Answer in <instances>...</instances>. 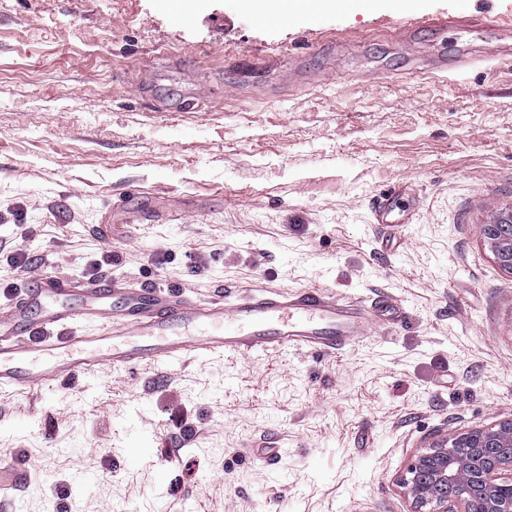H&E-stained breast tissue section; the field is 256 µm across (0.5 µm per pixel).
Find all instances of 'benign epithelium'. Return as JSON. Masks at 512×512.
<instances>
[{
  "label": "benign epithelium",
  "instance_id": "1",
  "mask_svg": "<svg viewBox=\"0 0 512 512\" xmlns=\"http://www.w3.org/2000/svg\"><path fill=\"white\" fill-rule=\"evenodd\" d=\"M512 210L481 225L497 262L512 271ZM410 512H472L478 496L483 512H512V419L478 427L418 452L402 478ZM453 487L455 494L448 495Z\"/></svg>",
  "mask_w": 512,
  "mask_h": 512
}]
</instances>
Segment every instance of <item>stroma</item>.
I'll use <instances>...</instances> for the list:
<instances>
[{
    "label": "stroma",
    "mask_w": 512,
    "mask_h": 512,
    "mask_svg": "<svg viewBox=\"0 0 512 512\" xmlns=\"http://www.w3.org/2000/svg\"><path fill=\"white\" fill-rule=\"evenodd\" d=\"M196 2L184 29L165 0H0V278L19 246L25 281L107 253L122 288L388 293L407 318L330 355L2 390L0 459L39 476L0 512H410L416 452L512 418V273L480 233L512 207V0L288 27Z\"/></svg>",
    "instance_id": "obj_1"
}]
</instances>
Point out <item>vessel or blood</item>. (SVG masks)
Wrapping results in <instances>:
<instances>
[{
  "instance_id": "1",
  "label": "vessel or blood",
  "mask_w": 512,
  "mask_h": 512,
  "mask_svg": "<svg viewBox=\"0 0 512 512\" xmlns=\"http://www.w3.org/2000/svg\"><path fill=\"white\" fill-rule=\"evenodd\" d=\"M91 303L119 312L122 323L111 335L73 332L74 324L89 319ZM371 313L394 324L406 318L386 294L368 303L361 298L342 302L315 288L260 290L233 304L201 303L173 287L146 284L129 291L106 278L77 286L43 277L26 288L10 319L0 323V389L31 391L107 365L131 371L213 354H333L365 336ZM31 481V468L0 461V494L29 487Z\"/></svg>"
}]
</instances>
